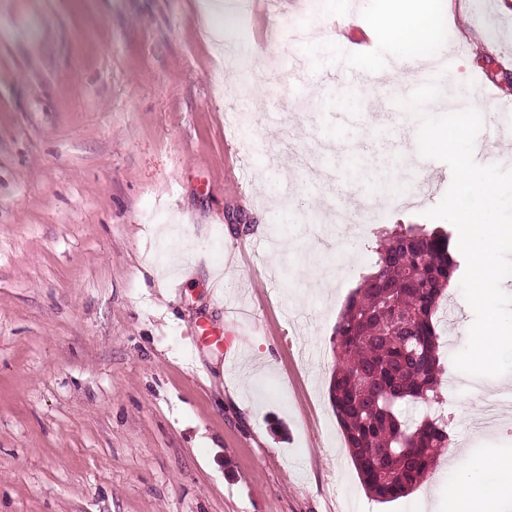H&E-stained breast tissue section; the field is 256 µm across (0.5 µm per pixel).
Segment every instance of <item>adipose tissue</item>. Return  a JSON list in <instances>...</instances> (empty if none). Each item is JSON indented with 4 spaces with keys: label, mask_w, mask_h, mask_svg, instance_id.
Listing matches in <instances>:
<instances>
[{
    "label": "adipose tissue",
    "mask_w": 512,
    "mask_h": 512,
    "mask_svg": "<svg viewBox=\"0 0 512 512\" xmlns=\"http://www.w3.org/2000/svg\"><path fill=\"white\" fill-rule=\"evenodd\" d=\"M456 7V0H390L389 8L380 19L367 22L362 15L346 12L341 23L328 28L326 34L328 40L343 43L355 29L382 32L386 40L401 49V70L412 71L445 49V29ZM486 471L495 475L494 483L461 479L449 489V499L461 505L491 504L498 501L505 490L512 489V456L490 457Z\"/></svg>",
    "instance_id": "adipose-tissue-1"
}]
</instances>
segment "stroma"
Segmentation results:
<instances>
[{
    "instance_id": "obj_1",
    "label": "stroma",
    "mask_w": 512,
    "mask_h": 512,
    "mask_svg": "<svg viewBox=\"0 0 512 512\" xmlns=\"http://www.w3.org/2000/svg\"><path fill=\"white\" fill-rule=\"evenodd\" d=\"M239 2L225 42L256 65L280 48L244 99L206 0H0V512H448L449 484L512 454V384L453 363L474 320L455 282L452 445L405 497L362 486L329 400L334 329L398 218L375 186H413L418 217L449 168L416 155L398 47L339 58L337 0L302 44L306 0ZM463 6L438 59L452 82L485 46L468 80L507 168L512 0Z\"/></svg>"
}]
</instances>
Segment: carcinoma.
I'll return each instance as SVG.
<instances>
[{"label": "carcinoma", "mask_w": 512, "mask_h": 512, "mask_svg": "<svg viewBox=\"0 0 512 512\" xmlns=\"http://www.w3.org/2000/svg\"><path fill=\"white\" fill-rule=\"evenodd\" d=\"M460 267L452 232L397 224L377 235L371 271L336 323L330 402L360 481L379 502L409 494L448 447V421H417L403 408L442 402L439 305Z\"/></svg>", "instance_id": "obj_1"}]
</instances>
